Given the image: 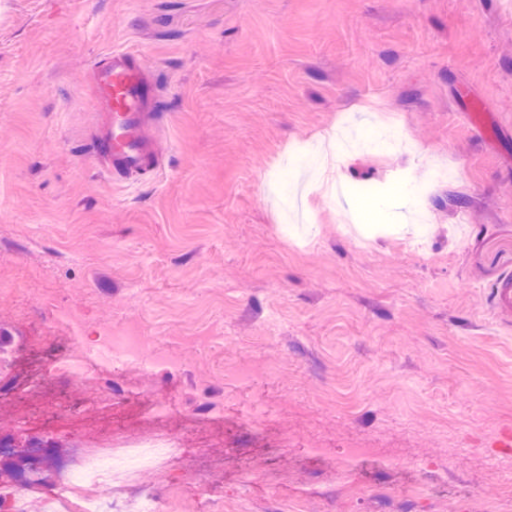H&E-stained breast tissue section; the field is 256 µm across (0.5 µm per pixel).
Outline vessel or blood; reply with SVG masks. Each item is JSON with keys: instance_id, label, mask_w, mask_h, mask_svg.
Masks as SVG:
<instances>
[{"instance_id": "1", "label": "vessel or blood", "mask_w": 512, "mask_h": 512, "mask_svg": "<svg viewBox=\"0 0 512 512\" xmlns=\"http://www.w3.org/2000/svg\"><path fill=\"white\" fill-rule=\"evenodd\" d=\"M92 74L95 91L106 106L93 137L94 159L118 182L157 172L161 155L151 125L159 117V91L139 54L112 52L93 67ZM493 305L498 314L512 316L511 276L495 288Z\"/></svg>"}]
</instances>
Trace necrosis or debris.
<instances>
[{
    "label": "necrosis or debris",
    "instance_id": "necrosis-or-debris-1",
    "mask_svg": "<svg viewBox=\"0 0 512 512\" xmlns=\"http://www.w3.org/2000/svg\"><path fill=\"white\" fill-rule=\"evenodd\" d=\"M135 361L152 372H173L177 369L175 363L165 359L137 360L134 348L117 344L112 334L105 333L94 338L87 360L50 358L44 363L39 379L20 388L19 394L25 397L41 392L42 383L47 379L55 380L66 389L80 384L92 373L105 368L118 373ZM104 402L113 411L107 425L111 434L121 431L123 415L129 407L142 406L153 420L159 422L168 419L174 410L168 399L139 391L109 393L105 395ZM185 454V449L177 447L174 440L165 435H155L125 448L107 445L74 449L71 461L52 485L49 512H195L191 502L184 498L181 486L169 485L158 492L142 488L139 483L142 470L170 474ZM362 454V449L353 447L338 456L336 473L347 479V493L368 494L373 500L383 503L389 512H405L410 503L434 497L447 486L443 476L422 462L414 466L417 480L395 489L377 482L364 487L352 484L349 478ZM99 485L109 487L108 497L94 494V487Z\"/></svg>",
    "mask_w": 512,
    "mask_h": 512
}]
</instances>
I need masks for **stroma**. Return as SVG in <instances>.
Returning <instances> with one entry per match:
<instances>
[{"label": "stroma", "instance_id": "stroma-1", "mask_svg": "<svg viewBox=\"0 0 512 512\" xmlns=\"http://www.w3.org/2000/svg\"><path fill=\"white\" fill-rule=\"evenodd\" d=\"M114 51L139 54L165 103L164 165L132 183L90 159L92 66ZM333 133L351 156L328 192L304 175ZM418 205L435 216L423 242ZM509 272L512 0H0V343L32 335L50 293L88 335L178 361L118 382L176 403L179 447L205 443L223 496L196 512H292L297 438L433 465L449 492L412 512H468L462 486L502 500L512 319L492 290ZM49 333L21 373L86 356L65 326ZM105 387L71 390L59 427L42 396L0 398V512L34 455L28 512H46L69 449L103 443L85 402ZM271 406L279 427L244 474L228 430Z\"/></svg>", "mask_w": 512, "mask_h": 512}]
</instances>
